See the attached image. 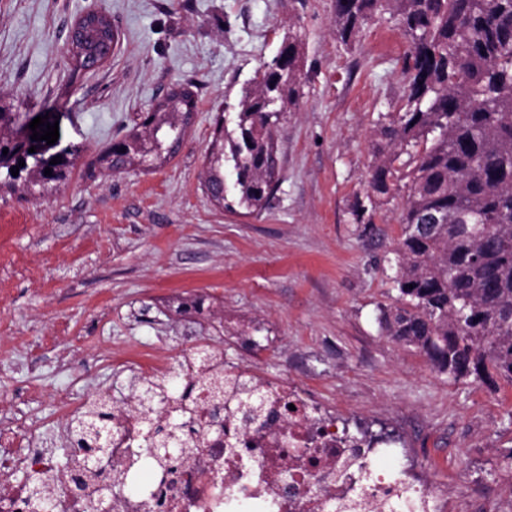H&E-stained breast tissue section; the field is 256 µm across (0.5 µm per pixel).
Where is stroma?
Masks as SVG:
<instances>
[{
    "label": "stroma",
    "instance_id": "35a3bbf8",
    "mask_svg": "<svg viewBox=\"0 0 512 512\" xmlns=\"http://www.w3.org/2000/svg\"><path fill=\"white\" fill-rule=\"evenodd\" d=\"M333 0H0V104L29 133L59 124L45 154L75 149L65 181L42 192L0 188V414L68 458L66 398L111 392L129 406L139 365L207 342L266 376L312 384L352 434L394 431L423 448L429 479L464 498L496 489L512 512V386L453 381L381 329L398 304L394 249L407 189L366 204L383 124L406 92L408 40L396 15H373L351 45ZM119 41L93 70L66 64L68 32L86 11ZM301 44L299 104L279 133L281 183L261 213L215 205L202 184L216 126L285 34ZM197 110L169 161L110 174L87 162L176 85ZM200 297L184 318L177 299Z\"/></svg>",
    "mask_w": 512,
    "mask_h": 512
}]
</instances>
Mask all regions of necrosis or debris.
I'll use <instances>...</instances> for the list:
<instances>
[{
	"mask_svg": "<svg viewBox=\"0 0 512 512\" xmlns=\"http://www.w3.org/2000/svg\"><path fill=\"white\" fill-rule=\"evenodd\" d=\"M212 360L224 372L217 423L191 351L146 367L156 377L182 371L194 387L196 407L184 422L196 448L188 466L148 469L139 411L124 408L112 413L110 450L78 502L65 498L69 471L44 449L24 447L25 431L9 425L0 426V473L40 474L62 493V512H93L106 498L112 512H499L480 490L456 510L447 488L423 476L413 448L392 437L351 435L307 386L225 365L219 348ZM397 458L403 466H394ZM117 470L132 491L114 498Z\"/></svg>",
	"mask_w": 512,
	"mask_h": 512,
	"instance_id": "1",
	"label": "necrosis or debris"
}]
</instances>
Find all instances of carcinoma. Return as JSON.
<instances>
[{
  "label": "carcinoma",
  "instance_id": "obj_1",
  "mask_svg": "<svg viewBox=\"0 0 512 512\" xmlns=\"http://www.w3.org/2000/svg\"><path fill=\"white\" fill-rule=\"evenodd\" d=\"M399 17L410 48L408 79L396 125L380 130L391 155L373 167L371 206L388 198L408 160L409 186L395 248V283L403 306L382 313L393 340L420 350L448 378H473L487 386L512 385V0H333L336 37L349 42L374 14ZM83 35L70 39L67 63L88 69L99 34L109 33L101 11L80 17ZM301 52L297 37L283 39L238 103L236 137L217 126L204 185L211 199L224 196V162H233L238 204L264 210L280 180L277 133L300 97ZM196 112V93L171 89L154 111L89 166L120 171L149 158L174 156ZM206 390L224 397V375L207 372ZM112 413L94 402L72 423L69 461L93 455L89 438L105 432ZM150 459L174 463L189 457L182 425L155 424L141 414ZM52 492L32 478L28 506L41 512Z\"/></svg>",
  "mask_w": 512,
  "mask_h": 512
}]
</instances>
